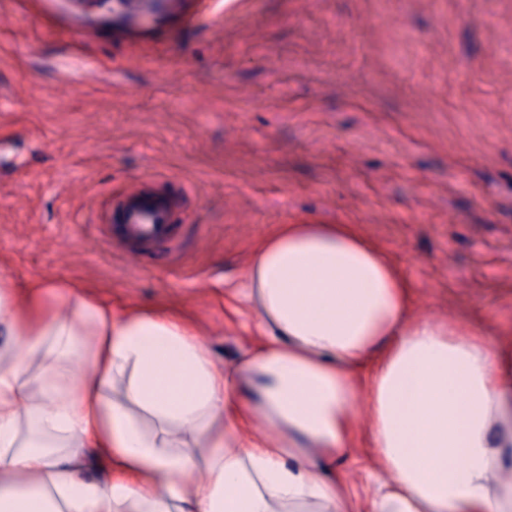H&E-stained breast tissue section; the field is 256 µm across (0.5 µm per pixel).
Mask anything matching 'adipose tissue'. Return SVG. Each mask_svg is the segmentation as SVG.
I'll list each match as a JSON object with an SVG mask.
<instances>
[{"mask_svg": "<svg viewBox=\"0 0 512 512\" xmlns=\"http://www.w3.org/2000/svg\"><path fill=\"white\" fill-rule=\"evenodd\" d=\"M223 298L258 339L231 366L184 312L0 276V512H512V349L413 317L357 225H279ZM336 467L355 490H362L371 481V466L362 448H351L336 460Z\"/></svg>", "mask_w": 512, "mask_h": 512, "instance_id": "obj_1", "label": "adipose tissue"}]
</instances>
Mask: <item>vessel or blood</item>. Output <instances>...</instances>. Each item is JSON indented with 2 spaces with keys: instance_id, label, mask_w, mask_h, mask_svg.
<instances>
[{
  "instance_id": "b4317fda",
  "label": "vessel or blood",
  "mask_w": 512,
  "mask_h": 512,
  "mask_svg": "<svg viewBox=\"0 0 512 512\" xmlns=\"http://www.w3.org/2000/svg\"><path fill=\"white\" fill-rule=\"evenodd\" d=\"M174 209L165 198L141 190L125 192L114 213L116 223L125 225L130 238L141 241L166 239Z\"/></svg>"
}]
</instances>
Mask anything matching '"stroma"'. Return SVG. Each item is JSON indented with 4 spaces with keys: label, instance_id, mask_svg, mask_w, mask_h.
I'll return each mask as SVG.
<instances>
[{
    "label": "stroma",
    "instance_id": "stroma-1",
    "mask_svg": "<svg viewBox=\"0 0 512 512\" xmlns=\"http://www.w3.org/2000/svg\"><path fill=\"white\" fill-rule=\"evenodd\" d=\"M134 186L173 242L111 222ZM299 219L512 343V0H0V275L167 302L231 365L256 339L213 290Z\"/></svg>",
    "mask_w": 512,
    "mask_h": 512
}]
</instances>
